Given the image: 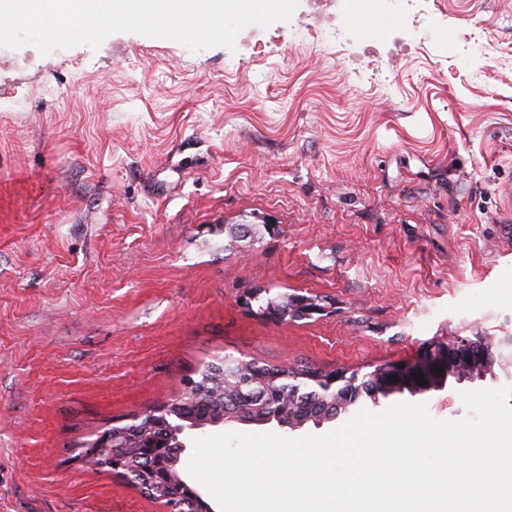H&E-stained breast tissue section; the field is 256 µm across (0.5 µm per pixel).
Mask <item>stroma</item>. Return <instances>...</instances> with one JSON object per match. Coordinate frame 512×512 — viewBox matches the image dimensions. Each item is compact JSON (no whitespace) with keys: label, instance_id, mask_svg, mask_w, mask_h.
<instances>
[{"label":"stroma","instance_id":"1","mask_svg":"<svg viewBox=\"0 0 512 512\" xmlns=\"http://www.w3.org/2000/svg\"><path fill=\"white\" fill-rule=\"evenodd\" d=\"M440 8L432 44L297 0L230 49L0 46V512H164L84 449L219 358L364 374L512 336V0ZM503 387L498 360L371 410ZM296 303L294 301L282 300L278 295H271L269 292L264 291L259 298L255 301V304L258 310L262 307H266L270 302L276 303L278 306L283 307L284 309L288 308L290 314H287L285 319L288 321L289 319H297L303 316V313L306 309V306L300 305L301 300L296 299Z\"/></svg>","mask_w":512,"mask_h":512}]
</instances>
